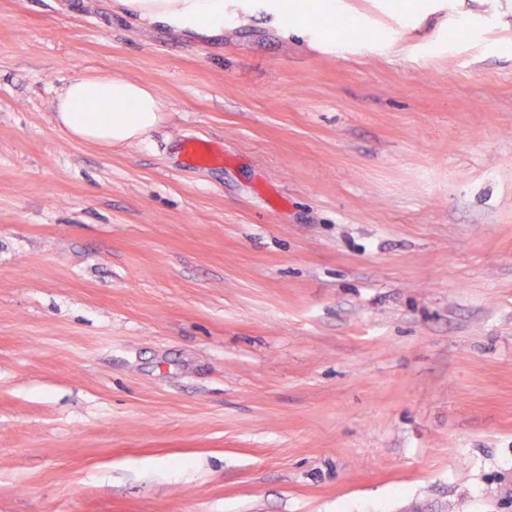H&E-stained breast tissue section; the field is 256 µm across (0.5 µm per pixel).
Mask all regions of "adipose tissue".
Segmentation results:
<instances>
[{
	"label": "adipose tissue",
	"mask_w": 512,
	"mask_h": 512,
	"mask_svg": "<svg viewBox=\"0 0 512 512\" xmlns=\"http://www.w3.org/2000/svg\"><path fill=\"white\" fill-rule=\"evenodd\" d=\"M128 10L175 31L212 36L239 9L263 8L284 27L301 25L284 0H119ZM55 125L70 139L117 151L140 142L164 114L147 85L122 77H74L57 90Z\"/></svg>",
	"instance_id": "obj_1"
}]
</instances>
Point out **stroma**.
Here are the masks:
<instances>
[{"instance_id":"35a3bbf8","label":"stroma","mask_w":512,"mask_h":512,"mask_svg":"<svg viewBox=\"0 0 512 512\" xmlns=\"http://www.w3.org/2000/svg\"><path fill=\"white\" fill-rule=\"evenodd\" d=\"M395 2L0 0V512H512V0ZM96 74L162 123L61 135ZM128 10L138 13L142 21H158L177 32L212 36L224 33V17L234 11L257 7L274 15L288 29L302 26V18L291 14L284 0H117ZM55 126L72 140L106 151L140 142L163 121L156 93L122 77H74L56 91ZM185 155L198 166H208L212 160L210 141L201 137H188L183 142Z\"/></svg>"}]
</instances>
